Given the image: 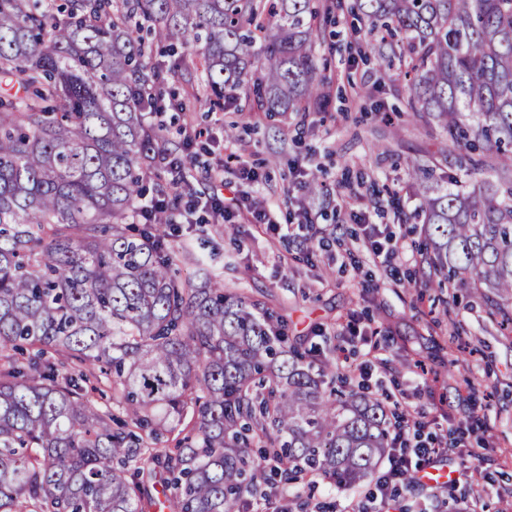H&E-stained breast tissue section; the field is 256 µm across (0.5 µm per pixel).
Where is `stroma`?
<instances>
[{
    "instance_id": "1",
    "label": "stroma",
    "mask_w": 512,
    "mask_h": 512,
    "mask_svg": "<svg viewBox=\"0 0 512 512\" xmlns=\"http://www.w3.org/2000/svg\"><path fill=\"white\" fill-rule=\"evenodd\" d=\"M371 41L367 23L350 10L323 24L316 57L330 86L328 111L270 117L240 99L216 114L203 106L165 114L168 138L185 162L182 201L211 195L209 175L220 172L225 196L247 194L292 226L280 236L240 212L219 222L200 208L175 242L216 248L225 283L282 314L289 335L329 353L336 371L367 383L386 411L423 415L459 478L445 489L410 484L400 497L405 512H512V336L499 334L469 289L430 281L412 218V164L432 168L440 185L452 177L468 188L474 179L427 115L406 113L411 85L379 65ZM186 124L205 134L183 151L177 128ZM244 161L256 181L241 178ZM315 178L322 186L313 193ZM368 222L382 225L389 257L370 259ZM309 234L319 241L310 254L303 249ZM411 280L417 289H408ZM353 317L363 335H351ZM367 492L320 481L289 490L284 505L289 512H357Z\"/></svg>"
}]
</instances>
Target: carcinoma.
<instances>
[{
  "label": "carcinoma",
  "mask_w": 512,
  "mask_h": 512,
  "mask_svg": "<svg viewBox=\"0 0 512 512\" xmlns=\"http://www.w3.org/2000/svg\"><path fill=\"white\" fill-rule=\"evenodd\" d=\"M343 0H0V512L276 509L277 486L370 483L387 414L337 390L286 320L143 210L173 155L143 34L192 47L205 98L320 112L317 19ZM381 65L498 182L422 187L425 262L512 334V0H357ZM192 264L194 279L178 275Z\"/></svg>",
  "instance_id": "obj_1"
}]
</instances>
